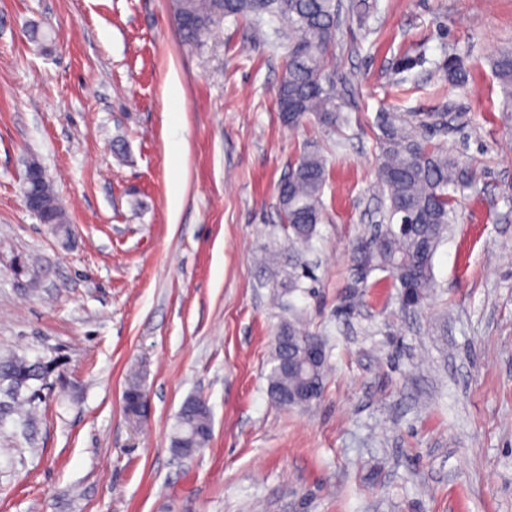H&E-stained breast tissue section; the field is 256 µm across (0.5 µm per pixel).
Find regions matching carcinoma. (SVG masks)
Returning a JSON list of instances; mask_svg holds the SVG:
<instances>
[{
  "mask_svg": "<svg viewBox=\"0 0 512 512\" xmlns=\"http://www.w3.org/2000/svg\"><path fill=\"white\" fill-rule=\"evenodd\" d=\"M174 20L187 46L206 38L224 18H260L267 14L281 24L280 35L287 40L285 65L277 96L281 122L297 128L315 123L328 133L339 130L344 117L336 105L335 81L329 74V54L335 41L342 4L340 0H173ZM448 77L460 85L468 81L467 71L456 58L447 61ZM496 76L504 95V110L512 112V50H503L494 60ZM382 138L377 188L383 201L381 224L376 240L357 242L355 268L347 285L346 307H353L369 287L368 272L380 269L391 274L390 287L399 290L406 307H417L433 288L432 259L453 220L454 193L470 187L473 169L448 153L428 144L413 130L396 122L395 116H381ZM328 178L327 160L318 152H306L288 166L277 189L281 230L292 254L288 256V283L284 293L306 291L305 281L315 280L307 253L322 223L323 189ZM52 220L67 222L65 209L48 179L40 183ZM415 224L400 228L402 216ZM268 388L282 407H299L310 401L299 399L308 385L323 387L326 363L316 367L304 360L308 344H325L323 337L299 326V317L283 321L276 333ZM46 368L24 357L0 360V391L13 403L20 401L21 389L32 380L44 378ZM125 412L137 418L146 415L147 396L140 383L130 382L123 392ZM212 435L209 406L202 397L186 400L179 412L172 448L190 455L208 445Z\"/></svg>",
  "mask_w": 512,
  "mask_h": 512,
  "instance_id": "1",
  "label": "carcinoma"
}]
</instances>
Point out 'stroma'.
I'll list each match as a JSON object with an SVG mask.
<instances>
[{
	"mask_svg": "<svg viewBox=\"0 0 512 512\" xmlns=\"http://www.w3.org/2000/svg\"><path fill=\"white\" fill-rule=\"evenodd\" d=\"M342 5L336 138L281 123L274 18H225L190 49L172 0H0V358L48 368L25 391L32 415L0 407V512H512V112L493 67L512 0ZM451 55L467 85L445 75ZM384 112L451 114L423 134L477 179L424 304L404 308L376 270L350 309ZM313 148L326 218L314 290L290 302L329 370L318 399L284 409L267 375L288 313L265 254L288 251L276 185ZM32 157L68 235L23 204ZM135 374L144 421L122 407ZM196 395L212 439L181 457ZM211 435V414L206 400L199 396L189 398L179 412L172 448L190 455L206 447Z\"/></svg>",
	"mask_w": 512,
	"mask_h": 512,
	"instance_id": "stroma-1",
	"label": "stroma"
}]
</instances>
